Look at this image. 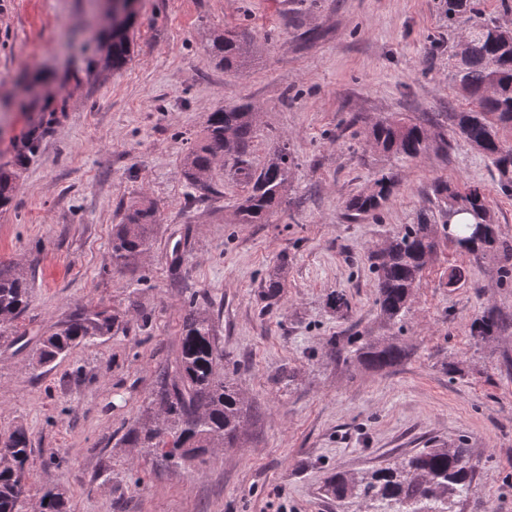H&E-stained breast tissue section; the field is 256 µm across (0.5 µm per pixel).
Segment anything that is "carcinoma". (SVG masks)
Masks as SVG:
<instances>
[{
    "label": "carcinoma",
    "instance_id": "cac0c4a2",
    "mask_svg": "<svg viewBox=\"0 0 512 512\" xmlns=\"http://www.w3.org/2000/svg\"><path fill=\"white\" fill-rule=\"evenodd\" d=\"M446 5L451 23L469 22L478 13L477 0H446ZM499 32L501 26L492 21L476 23L467 37L456 77L475 109L455 113V125L461 137L491 160L500 190L511 196L512 142L504 137V131L512 129V37L506 39ZM206 52L227 70L247 64L246 52L228 33L210 39ZM129 54L127 29L111 30L102 46L100 64L108 71L120 69ZM252 138L251 106L219 107L208 118L205 138L184 157L182 175L187 185L202 195H220L223 184L214 180V170L218 163L232 160L236 174L248 187L239 206L241 223L263 224L286 192L291 162L288 147L282 146L269 155L261 169H252L247 160ZM370 138L377 150L407 158H417L429 148L428 132L401 120L374 124ZM16 179L17 172L0 168L1 208L10 204ZM393 186V178L383 175L375 180L374 189L350 199L347 209L357 216L373 215L382 208ZM433 195L440 213L456 207L469 216L468 223L454 227L460 239L470 234V225L484 223L491 211L486 196L475 187L437 181ZM156 223V208L146 198L124 210L121 223L112 229L114 268L126 269L150 250ZM436 233L435 224L425 213L374 253L376 303L388 321L395 323L409 311L414 288L436 248ZM491 252L512 257V244L500 238L494 223L488 225L486 243L472 250L474 254ZM31 283L15 267L0 264V336L27 310ZM282 292L283 275L277 270L268 275L261 291L266 308L278 304ZM115 323L116 316L105 311L86 309L72 315L61 329L42 340L38 363L47 365L65 357L83 341L109 334ZM498 327L499 319L488 312L473 322L472 331L490 336ZM350 344L356 359L379 369L406 355L402 346L389 340L358 337ZM223 362L224 350L209 310L189 303L175 364L172 370L160 372L150 401L124 433L122 442L134 448H155L174 467L207 448L234 446L244 427L247 401ZM0 451L9 458L0 468V512H21V492L29 491L25 466L33 453L27 430L18 426L1 433ZM472 480L468 449L443 443L358 479L336 473L330 477L327 490L341 501L349 498L361 502L373 512H454L453 497L467 492ZM43 498L41 508L45 512H67L62 493L49 490Z\"/></svg>",
    "mask_w": 512,
    "mask_h": 512
}]
</instances>
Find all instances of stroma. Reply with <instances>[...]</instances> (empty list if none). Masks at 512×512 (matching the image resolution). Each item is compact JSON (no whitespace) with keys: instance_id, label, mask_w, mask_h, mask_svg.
Listing matches in <instances>:
<instances>
[{"instance_id":"stroma-1","label":"stroma","mask_w":512,"mask_h":512,"mask_svg":"<svg viewBox=\"0 0 512 512\" xmlns=\"http://www.w3.org/2000/svg\"><path fill=\"white\" fill-rule=\"evenodd\" d=\"M108 2L0 0V165L19 173L0 209V263L33 275L28 309L0 338V431L26 428L34 448L23 512L47 487L68 512H357L327 492L331 474L359 477L442 443L463 444L474 465L456 512H512V274L499 256L440 240L394 324L370 261L437 212L439 180L479 187L512 242V197L455 132L473 103L453 60L463 28L449 26L444 0H136L128 63L94 73ZM224 31L247 49L244 68L208 57ZM242 104L256 110L252 166L281 145L294 160L264 224L240 222L246 187L228 170L216 171L223 195L203 200L180 173L210 112ZM385 118L429 128L427 153L371 148ZM37 124L39 147L26 151ZM383 174L395 181L383 208L352 215L347 201ZM143 197L158 211L153 246L120 273L112 227ZM277 268L283 295L268 311L261 286ZM203 298L248 412L234 447L171 468L121 437ZM83 307L116 316L113 331L40 367L42 338ZM488 311L498 330L474 335ZM354 336L408 355L370 368L349 355Z\"/></svg>"}]
</instances>
